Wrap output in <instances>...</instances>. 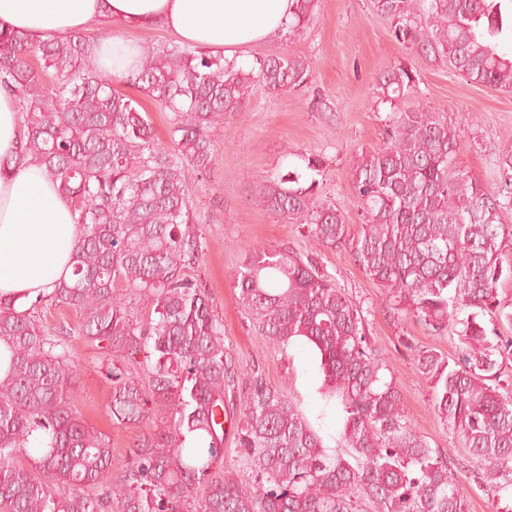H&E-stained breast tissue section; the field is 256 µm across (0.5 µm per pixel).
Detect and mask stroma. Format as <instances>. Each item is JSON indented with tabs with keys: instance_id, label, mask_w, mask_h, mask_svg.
I'll return each mask as SVG.
<instances>
[{
	"instance_id": "1",
	"label": "stroma",
	"mask_w": 512,
	"mask_h": 512,
	"mask_svg": "<svg viewBox=\"0 0 512 512\" xmlns=\"http://www.w3.org/2000/svg\"><path fill=\"white\" fill-rule=\"evenodd\" d=\"M276 52L305 61L310 69L307 85L280 94L254 86L243 110L224 115L220 122L215 165L208 174H193L188 180L194 228L205 241L204 254L189 273L208 290L224 324L226 360L239 386H247L250 377H262L292 399L326 445L342 448V417L321 394L323 376L315 352L300 343L270 346L253 326L235 286L237 270L255 246L309 256L363 314L368 336L399 383L408 422L446 458L467 488L468 512H496L499 499L473 482L463 443L435 414L430 383L414 362L417 348L456 360L455 333L439 336L412 317L395 313L382 288L357 265L349 245L317 244L308 225L262 207L257 190L271 177L298 172L312 200L336 205L351 232H358L365 218L351 189L354 166L363 152L383 144L402 113L434 105L457 125V170L490 191L506 193L499 164L512 152V92L471 83L447 62L424 59L400 44L390 20L375 12L372 0H317L305 28L246 47L241 57L249 61ZM399 66L416 72L419 92L393 108L381 103L378 79ZM308 156L321 159L319 171L307 170ZM39 321L50 333H64L79 367L75 405L90 425L111 435V471L119 473L135 444L165 430L167 418L154 412L140 424L113 425L107 372L115 364L134 372L137 364L86 342L78 333L81 318L75 309L45 307Z\"/></svg>"
}]
</instances>
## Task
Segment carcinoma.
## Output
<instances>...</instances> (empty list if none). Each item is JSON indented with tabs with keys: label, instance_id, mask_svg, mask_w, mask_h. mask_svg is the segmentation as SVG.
I'll return each instance as SVG.
<instances>
[{
	"label": "carcinoma",
	"instance_id": "carcinoma-1",
	"mask_svg": "<svg viewBox=\"0 0 512 512\" xmlns=\"http://www.w3.org/2000/svg\"><path fill=\"white\" fill-rule=\"evenodd\" d=\"M288 30L309 22L315 0H294ZM393 35L425 58L446 59L470 82L512 91V0H373ZM92 46L76 36L32 42L0 31V86L17 101L23 128L19 163L45 167L77 214L70 280L19 311L0 299V512H468V493L448 462L410 427L401 392L364 328V316L311 260L253 248L236 274L239 299L274 346L301 342L320 358L323 393L338 401L348 452L329 450L282 390L249 380L238 416L226 404L234 376L224 362V325L212 299L186 272L205 244L191 227L188 175L215 165L214 130L242 110L252 83L272 92L307 84L300 59L273 54L249 67L189 45L148 52L124 82L172 113L170 143L155 141L136 97L93 69ZM381 102L418 93L415 73L398 67L380 82ZM456 129L441 109L408 112L352 175L365 224L349 237L343 212L316 204L281 177L259 203L307 224L323 246L350 245L358 266L385 289L391 309L441 334L458 325L456 361L414 350L433 390V408L464 442L476 484L512 492V396L502 363L512 336H491L483 321L512 323L498 298L512 281L502 257L500 212L511 204L453 172ZM121 281L152 301L137 321ZM44 306L80 312L79 332L134 358L144 376L112 368L109 413L138 424L153 408L167 431L138 444L126 470L101 492L112 439L74 409L76 367L68 344L38 320ZM470 310L463 319L460 312ZM252 483L224 474L226 422ZM204 494L197 496V489Z\"/></svg>",
	"mask_w": 512,
	"mask_h": 512
}]
</instances>
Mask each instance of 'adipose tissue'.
Listing matches in <instances>:
<instances>
[{
	"label": "adipose tissue",
	"mask_w": 512,
	"mask_h": 512,
	"mask_svg": "<svg viewBox=\"0 0 512 512\" xmlns=\"http://www.w3.org/2000/svg\"><path fill=\"white\" fill-rule=\"evenodd\" d=\"M293 10L294 0H0V29L42 41L111 26L90 63L125 78L146 49L124 29L159 23L181 42L232 60L285 30ZM76 238L74 211L43 167L27 164L0 176V296L26 307L49 294L71 275Z\"/></svg>",
	"instance_id": "adipose-tissue-1"
}]
</instances>
